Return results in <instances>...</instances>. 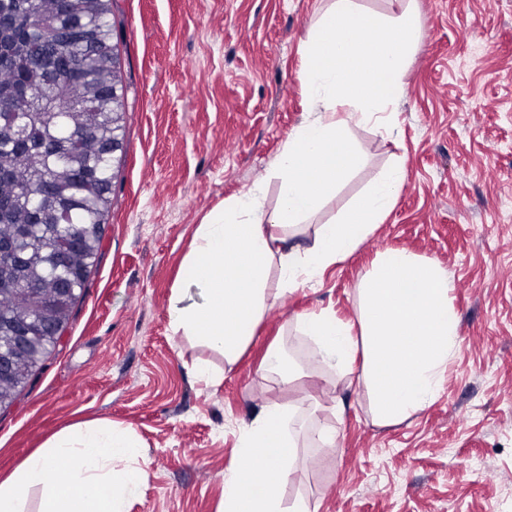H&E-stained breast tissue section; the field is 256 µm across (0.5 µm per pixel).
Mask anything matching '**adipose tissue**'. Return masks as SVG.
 I'll return each mask as SVG.
<instances>
[{"label": "adipose tissue", "instance_id": "obj_1", "mask_svg": "<svg viewBox=\"0 0 512 512\" xmlns=\"http://www.w3.org/2000/svg\"><path fill=\"white\" fill-rule=\"evenodd\" d=\"M410 15L356 14L335 0L302 48L308 111L272 162L284 190L272 214L256 183L213 209L195 230L169 300V326L235 364L269 307L319 278L383 223L402 188L392 165L340 221L319 225L312 242L291 241L335 194L364 149L355 125L383 122L402 90L397 73L409 47ZM278 288L267 287L270 270ZM453 279L440 263L408 251L377 255L357 288V318L331 308L298 320L322 362L349 375L361 364L374 422L398 425L432 404L458 352ZM307 397L262 408L245 423L234 465L224 474V512H308L275 496L288 481L307 418ZM149 457L135 429L108 417L65 425L0 478V512H128L141 491Z\"/></svg>", "mask_w": 512, "mask_h": 512}]
</instances>
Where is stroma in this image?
<instances>
[{
  "instance_id": "stroma-1",
  "label": "stroma",
  "mask_w": 512,
  "mask_h": 512,
  "mask_svg": "<svg viewBox=\"0 0 512 512\" xmlns=\"http://www.w3.org/2000/svg\"><path fill=\"white\" fill-rule=\"evenodd\" d=\"M332 0H111L122 49L124 154L97 268L58 347L0 409V476L62 425L132 426L150 463L129 512H218L242 426L260 407L336 397L305 422L276 494L316 512H512V0H353L357 12L418 25L385 125L352 129L366 154L311 224L339 220L392 163L403 185L348 258L265 313L235 365L173 335L169 299L198 224L254 182L273 211L271 163L303 121L300 46ZM408 250L453 275L459 354L438 399L410 420L374 425L362 386H346L298 335L299 316L355 315L377 254ZM310 358L290 382L261 375L269 342ZM204 363L211 385L191 375ZM313 428L336 430L320 448Z\"/></svg>"
}]
</instances>
